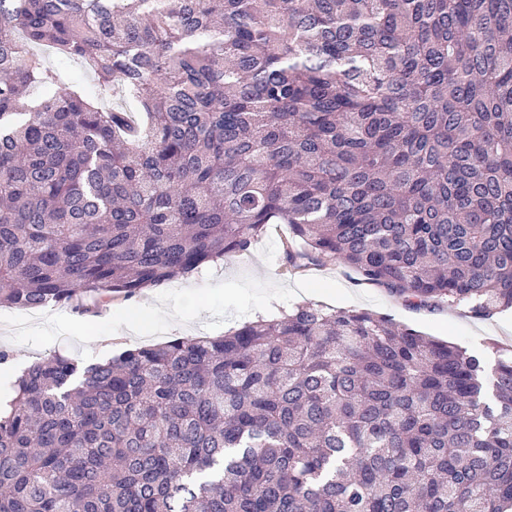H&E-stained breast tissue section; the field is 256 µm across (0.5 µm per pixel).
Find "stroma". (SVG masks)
<instances>
[{
    "mask_svg": "<svg viewBox=\"0 0 512 512\" xmlns=\"http://www.w3.org/2000/svg\"><path fill=\"white\" fill-rule=\"evenodd\" d=\"M291 236L288 225H272L248 252L208 264L206 274L195 276L188 287L177 280L128 300L113 299L108 307L91 296L80 303L48 305L42 321L24 335L13 329L23 310L0 307V348L11 354L10 362L0 366V402L11 394L3 383L5 374L21 372L45 357L61 354L89 365L134 346L219 336L248 321L251 310L268 295L276 296L284 310L312 301L334 309L383 314L400 325L458 344L489 365L494 362L492 344L512 347L510 310L477 318L445 304L412 309L385 290L361 283L352 269L336 260L306 274L283 272V243ZM171 309L178 311L180 324L168 322L166 313Z\"/></svg>",
    "mask_w": 512,
    "mask_h": 512,
    "instance_id": "35a3bbf8",
    "label": "stroma"
}]
</instances>
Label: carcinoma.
Listing matches in <instances>:
<instances>
[{
  "label": "carcinoma",
  "mask_w": 512,
  "mask_h": 512,
  "mask_svg": "<svg viewBox=\"0 0 512 512\" xmlns=\"http://www.w3.org/2000/svg\"><path fill=\"white\" fill-rule=\"evenodd\" d=\"M269 224L290 274L512 309V0H0V307L131 298ZM492 351L303 302L53 355L0 410V512H512Z\"/></svg>",
  "instance_id": "obj_1"
}]
</instances>
